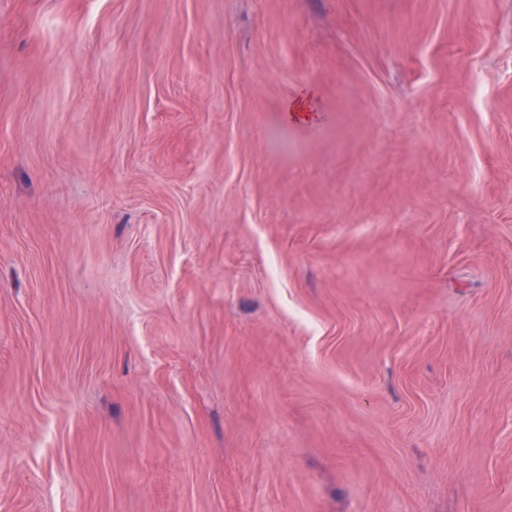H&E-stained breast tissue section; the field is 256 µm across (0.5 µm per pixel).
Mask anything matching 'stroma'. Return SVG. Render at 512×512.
<instances>
[{
  "label": "stroma",
  "mask_w": 512,
  "mask_h": 512,
  "mask_svg": "<svg viewBox=\"0 0 512 512\" xmlns=\"http://www.w3.org/2000/svg\"><path fill=\"white\" fill-rule=\"evenodd\" d=\"M0 512H512V0H0Z\"/></svg>",
  "instance_id": "obj_1"
}]
</instances>
